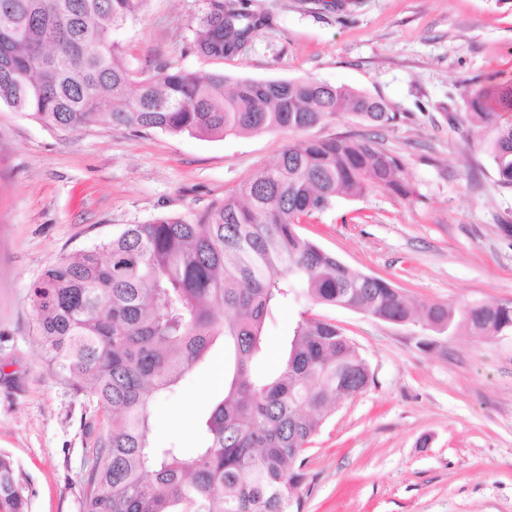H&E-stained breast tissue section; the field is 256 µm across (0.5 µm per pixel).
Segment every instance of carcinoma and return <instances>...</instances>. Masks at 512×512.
<instances>
[{
  "instance_id": "cac0c4a2",
  "label": "carcinoma",
  "mask_w": 512,
  "mask_h": 512,
  "mask_svg": "<svg viewBox=\"0 0 512 512\" xmlns=\"http://www.w3.org/2000/svg\"><path fill=\"white\" fill-rule=\"evenodd\" d=\"M146 0H0V104L75 131L108 104L112 124L136 131L219 136L300 132L350 112L384 126L387 104L314 79L232 81L167 66L136 78L120 36ZM264 14L210 0L193 50L238 52ZM469 115L512 112V87L480 89ZM489 154L512 188V123ZM402 160L371 138L290 144L234 197L187 216L128 224L117 235L49 265L32 287L35 330L52 364L75 384L94 381L112 426L96 448L84 512H290L303 453L336 401L362 393L364 359L335 323L300 313L286 356L258 373L275 309L306 299L401 323L462 325L472 336L512 332V307L481 304L460 318L444 305L417 309L388 280L346 267L298 225L372 188L412 193ZM224 339V398L199 423L191 452L154 448L151 402L172 390ZM0 512H28L8 456L0 455Z\"/></svg>"
}]
</instances>
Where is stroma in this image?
<instances>
[{
    "mask_svg": "<svg viewBox=\"0 0 512 512\" xmlns=\"http://www.w3.org/2000/svg\"><path fill=\"white\" fill-rule=\"evenodd\" d=\"M209 0H147L122 34L132 71L166 65L231 79L312 78L382 98L395 122L348 113L307 139L371 136L405 163L414 193L337 200L298 231L419 305H512V189L471 126L467 96L512 85V0H236L266 13L242 50L192 48ZM290 131L224 136L135 132L107 115L78 131L0 107V453L29 512H83L91 451L109 416L74 385L35 332L31 287L44 269L128 224L185 215L272 164ZM299 305L275 311L256 368L274 370ZM365 359L368 388L336 407L305 451L290 512H512V333L438 331L319 306ZM223 342L151 405L154 446L197 445L224 395Z\"/></svg>",
    "mask_w": 512,
    "mask_h": 512,
    "instance_id": "stroma-1",
    "label": "stroma"
}]
</instances>
